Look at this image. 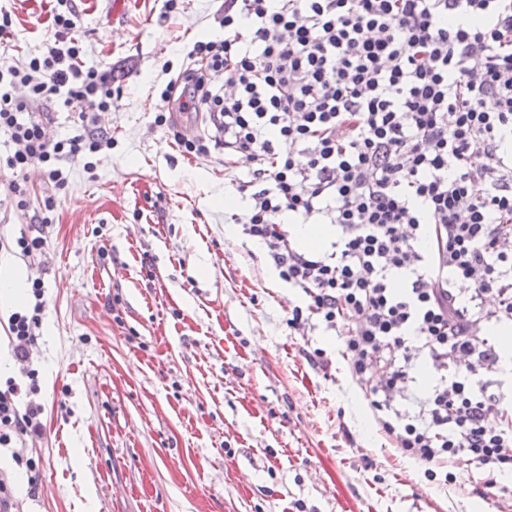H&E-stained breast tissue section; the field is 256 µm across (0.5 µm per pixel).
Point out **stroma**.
I'll return each mask as SVG.
<instances>
[{
    "mask_svg": "<svg viewBox=\"0 0 512 512\" xmlns=\"http://www.w3.org/2000/svg\"><path fill=\"white\" fill-rule=\"evenodd\" d=\"M228 0H75L87 63L112 71V145L68 163L51 224L0 191V239L43 232L42 253L0 250V267L44 283L39 337L2 378L37 369L43 432L0 447L14 512H512V475L455 462L454 483L393 448L318 320L288 326L301 289L242 233L248 165L188 155L155 126L171 104L165 67L224 36ZM51 0H0L14 37L0 61L52 39ZM235 197L224 208L217 195ZM207 275H199V266ZM37 460L36 471L15 455Z\"/></svg>",
    "mask_w": 512,
    "mask_h": 512,
    "instance_id": "1",
    "label": "stroma"
}]
</instances>
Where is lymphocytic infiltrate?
<instances>
[{
	"label": "lymphocytic infiltrate",
	"mask_w": 512,
	"mask_h": 512,
	"mask_svg": "<svg viewBox=\"0 0 512 512\" xmlns=\"http://www.w3.org/2000/svg\"><path fill=\"white\" fill-rule=\"evenodd\" d=\"M73 0H56L53 43L21 65L0 64V132L13 144L7 192L33 163L51 193L66 161L110 147L95 114L112 106L111 75L86 64ZM162 92L180 112H204L210 138L157 125L187 153L211 146L253 163L239 186L243 232L262 242L307 307L341 336L350 374L405 457L451 483L466 456L512 471V402L493 387L501 352L492 323H512V0H239L224 38L199 41ZM27 89L16 95L17 86ZM81 134L56 142V104ZM322 218L328 253L298 249L280 218ZM12 313L7 335L29 358L43 308ZM433 382L403 402L417 360ZM0 389V447L41 431L42 408L18 409Z\"/></svg>",
	"instance_id": "obj_1"
}]
</instances>
